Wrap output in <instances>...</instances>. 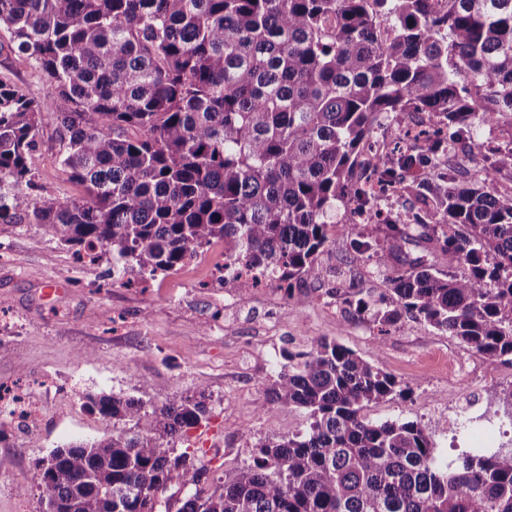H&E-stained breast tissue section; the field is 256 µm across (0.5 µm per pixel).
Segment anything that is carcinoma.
Listing matches in <instances>:
<instances>
[{
  "mask_svg": "<svg viewBox=\"0 0 512 512\" xmlns=\"http://www.w3.org/2000/svg\"><path fill=\"white\" fill-rule=\"evenodd\" d=\"M1 26L0 51L56 91L36 102L0 80L1 224L105 248L139 275L222 239L242 264L224 287L246 293L270 273L302 304L294 285L318 278L339 209L361 225L352 260L390 262L378 226L408 236L383 208L390 187L420 239L466 274L418 263L392 279L380 335L410 316L491 365L512 356V193L491 190L512 179V0H445L439 12L432 0H0ZM408 118L403 139L367 154L375 128ZM47 120L79 199L38 184L31 158ZM484 126L505 143L474 150ZM284 358L268 403L306 410V433L261 443L220 481L197 451L176 449L207 420L205 392L149 411L90 396V410L131 427L36 464L48 512H512V449L442 461L418 423L362 416L404 394L370 361L327 337ZM501 401L486 391L483 417ZM172 485L187 490L174 504Z\"/></svg>",
  "mask_w": 512,
  "mask_h": 512,
  "instance_id": "cac0c4a2",
  "label": "carcinoma"
}]
</instances>
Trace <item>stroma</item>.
Wrapping results in <instances>:
<instances>
[{
	"label": "stroma",
	"instance_id": "stroma-1",
	"mask_svg": "<svg viewBox=\"0 0 512 512\" xmlns=\"http://www.w3.org/2000/svg\"><path fill=\"white\" fill-rule=\"evenodd\" d=\"M0 80L44 101L48 78L14 53H0ZM31 162L43 190L61 198L84 194L58 161L55 125L46 122ZM354 224L334 227L318 257L321 276L307 282V304L289 300L278 285L241 294L214 280L224 258L216 241L203 258L157 274L146 287L115 274L111 252L95 264L76 261L71 248L36 224L0 223V392L20 393L36 407L33 418L0 404V512H44L31 482L36 464L75 441L108 437L122 422L91 412L89 397L139 396L156 404L205 389L209 419L189 432L212 477L230 478L249 463L259 441L305 432V410L256 409L284 352H307L324 336L350 348L396 379L406 395L368 405L372 422L413 420L432 433L441 452L455 456L448 420L465 401L484 405L485 392H512V363L489 364L456 338L417 319L379 336L372 313L354 314L347 293L372 299L391 278L419 260L456 275L464 269L417 237L392 240L378 233L394 261L353 260Z\"/></svg>",
	"mask_w": 512,
	"mask_h": 512
}]
</instances>
